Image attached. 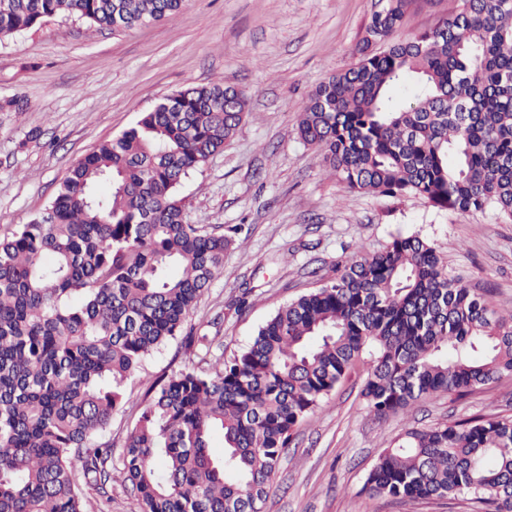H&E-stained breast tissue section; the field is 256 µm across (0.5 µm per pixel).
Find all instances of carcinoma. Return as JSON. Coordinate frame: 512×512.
<instances>
[{
    "label": "carcinoma",
    "instance_id": "1",
    "mask_svg": "<svg viewBox=\"0 0 512 512\" xmlns=\"http://www.w3.org/2000/svg\"><path fill=\"white\" fill-rule=\"evenodd\" d=\"M184 2L0 0V41L56 15L159 22ZM458 2L443 30L397 39L412 0H378L358 61L312 91L296 132L354 190L512 219V0ZM247 109L222 81L178 90L80 159L43 215L0 230V512H90L81 485L109 504L115 482L142 512H262L295 427L364 349L377 418L512 376V313L448 276L421 236H397L280 307L233 358L150 381L113 459L103 435L132 403L128 378L161 345L189 355L207 340L183 329L231 239L186 223L177 189ZM365 490L512 512V418L408 430Z\"/></svg>",
    "mask_w": 512,
    "mask_h": 512
}]
</instances>
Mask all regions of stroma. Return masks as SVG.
Instances as JSON below:
<instances>
[{"instance_id":"obj_1","label":"stroma","mask_w":512,"mask_h":512,"mask_svg":"<svg viewBox=\"0 0 512 512\" xmlns=\"http://www.w3.org/2000/svg\"><path fill=\"white\" fill-rule=\"evenodd\" d=\"M453 5L415 0L399 36L434 27ZM374 8L375 0H186L178 15L146 27L116 32L53 17L0 41V227L41 214L79 159L166 95L221 79L246 91L249 109L230 144L178 191L187 223L220 225L232 238L186 322L195 335L218 337L232 356L280 306L333 279L338 265L411 234L436 249L449 275L512 312V220L349 189L296 133L309 94L356 61ZM203 367L174 342L154 351L127 382L133 404L112 416L113 454L140 416L147 378ZM366 377L357 366L298 424L264 512H474L463 495L398 501L369 497L364 484L409 428L512 417V377L383 420L361 395Z\"/></svg>"}]
</instances>
